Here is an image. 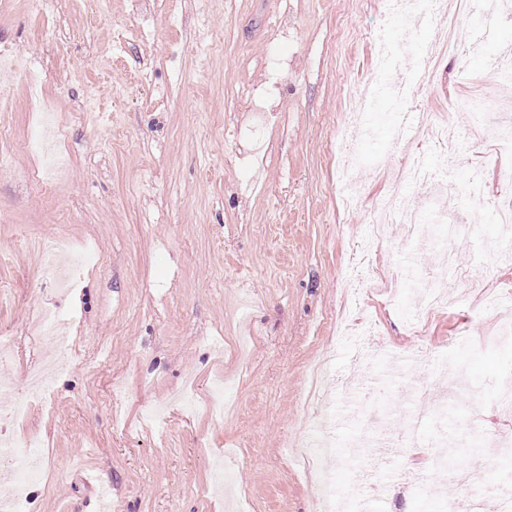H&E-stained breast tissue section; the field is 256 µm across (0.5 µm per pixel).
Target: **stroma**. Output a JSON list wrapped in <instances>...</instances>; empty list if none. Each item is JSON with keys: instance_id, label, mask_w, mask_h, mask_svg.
I'll list each match as a JSON object with an SVG mask.
<instances>
[{"instance_id": "stroma-1", "label": "stroma", "mask_w": 512, "mask_h": 512, "mask_svg": "<svg viewBox=\"0 0 512 512\" xmlns=\"http://www.w3.org/2000/svg\"><path fill=\"white\" fill-rule=\"evenodd\" d=\"M497 42L479 45V22L465 17L459 51L429 83L412 80L431 29L402 51L403 25L386 0H55L33 13L29 0H0V55L43 71V95L60 101L66 138L51 189L32 180L41 156L28 141L37 124L21 79L0 80V337L13 360L0 363V407L27 398L32 368L52 351L38 340L39 318L65 316L69 362L49 400L27 398L17 436L42 443L46 482L32 486L31 512H99L83 479L112 489V512H226L229 497L248 512H312V487L287 462L283 445L300 423L309 370L334 350L326 380L373 386L397 433L406 397L442 394L431 366L379 375L359 365L361 343L336 335L346 305L340 273L378 259L382 279L362 309L385 351H425L460 368L467 391L451 406L470 408L486 433L512 430L495 408L512 348L474 349L512 319V300L486 307L478 288L512 291V248L492 203L512 192V145L489 154L469 104H512V80L493 79L512 47V0ZM397 47V65L376 71L373 36ZM408 79V110L446 113L461 133L455 150L395 141L388 117L398 105L388 86ZM380 88L367 128L350 126L363 158L359 209L340 199L333 158L336 127L347 119L351 84ZM416 159L464 188L475 177L485 202L456 197L429 209L432 238L454 216L471 218L472 237L453 245V266L438 274L429 244L390 225L380 250L363 236L372 206L389 193L391 170ZM67 238L96 264L77 268L76 287L42 274L44 244ZM361 262H353V255ZM435 277L457 301L430 307L414 289ZM425 320L413 335L405 312ZM232 387L223 421L206 407L216 379ZM454 472L424 449L394 448L380 475L376 512H421L400 480L413 472L453 497L479 467L495 488L512 485L496 447L469 446L454 425ZM224 448L232 485L212 487L211 463Z\"/></svg>"}]
</instances>
